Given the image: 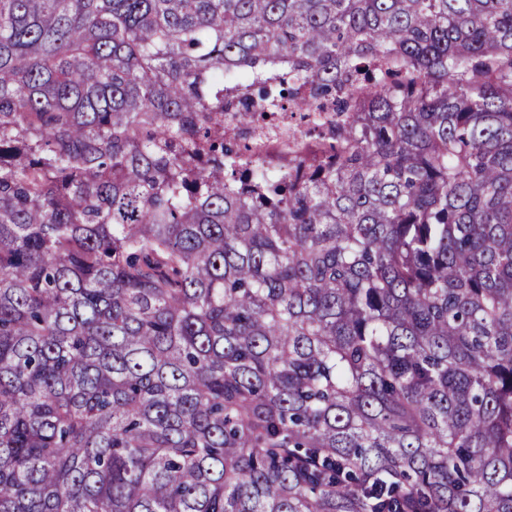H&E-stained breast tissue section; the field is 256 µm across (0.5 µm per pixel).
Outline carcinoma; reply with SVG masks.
<instances>
[{"instance_id": "carcinoma-1", "label": "carcinoma", "mask_w": 512, "mask_h": 512, "mask_svg": "<svg viewBox=\"0 0 512 512\" xmlns=\"http://www.w3.org/2000/svg\"><path fill=\"white\" fill-rule=\"evenodd\" d=\"M0 512H512V0H0ZM311 136L297 115L283 112L280 131L277 135L249 139L254 162H258L274 175H280L285 170L275 166L278 163L279 153L286 150L294 154L300 153L311 140Z\"/></svg>"}]
</instances>
